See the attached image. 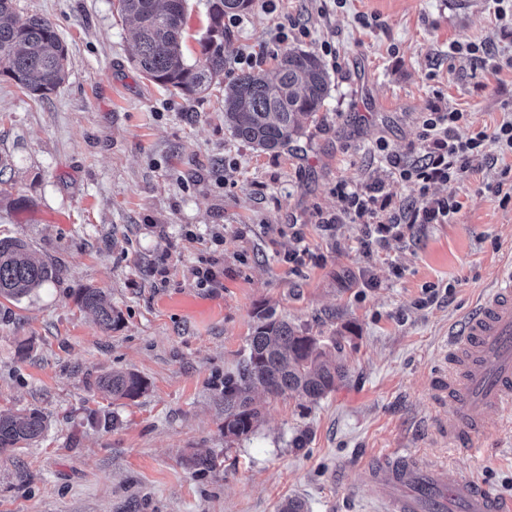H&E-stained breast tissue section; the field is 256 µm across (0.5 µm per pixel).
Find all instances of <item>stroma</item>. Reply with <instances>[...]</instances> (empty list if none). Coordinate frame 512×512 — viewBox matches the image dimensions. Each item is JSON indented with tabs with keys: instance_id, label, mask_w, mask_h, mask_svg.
Segmentation results:
<instances>
[{
	"instance_id": "35a3bbf8",
	"label": "stroma",
	"mask_w": 512,
	"mask_h": 512,
	"mask_svg": "<svg viewBox=\"0 0 512 512\" xmlns=\"http://www.w3.org/2000/svg\"><path fill=\"white\" fill-rule=\"evenodd\" d=\"M47 18L69 53L47 98L0 75V238L26 241L58 278L0 298V413L36 409L49 428L0 461V512H374L372 459L393 448L433 468L439 512H459L449 481L469 476L512 499V417L478 451L445 446L432 377L448 335L512 262V201L488 190V159L427 192L391 182L383 152L418 156L419 120L438 105L494 128L512 110V70L454 44L512 55L489 0H254L230 28L236 52L270 68L297 47L320 56L331 89L319 121L288 149L263 152L224 124V88L185 99L130 62L133 32L113 0H15ZM385 184L393 203L455 197L446 224H418L367 253L362 227L319 217L336 185ZM305 250L302 265L289 254ZM216 271L198 286L197 268ZM104 290L123 321L103 329L76 294ZM340 339L348 367L315 403L255 392L261 418L224 436V374L247 354L259 315ZM131 371L134 399L98 391ZM117 424H99L102 414ZM215 469L195 472L194 457ZM96 388L112 399H133L140 396L146 389L145 381L134 372L112 371L100 377Z\"/></svg>"
}]
</instances>
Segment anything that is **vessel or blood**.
<instances>
[{"instance_id": "1", "label": "vessel or blood", "mask_w": 512, "mask_h": 512, "mask_svg": "<svg viewBox=\"0 0 512 512\" xmlns=\"http://www.w3.org/2000/svg\"><path fill=\"white\" fill-rule=\"evenodd\" d=\"M450 371L440 380L454 406L448 444L474 448L490 426L491 413L512 415V264L502 267L494 288L448 338ZM371 495L381 512H424L425 500L408 491L434 481L431 467L393 449L369 466ZM448 494L464 512H512L486 485L472 479L457 481Z\"/></svg>"}]
</instances>
